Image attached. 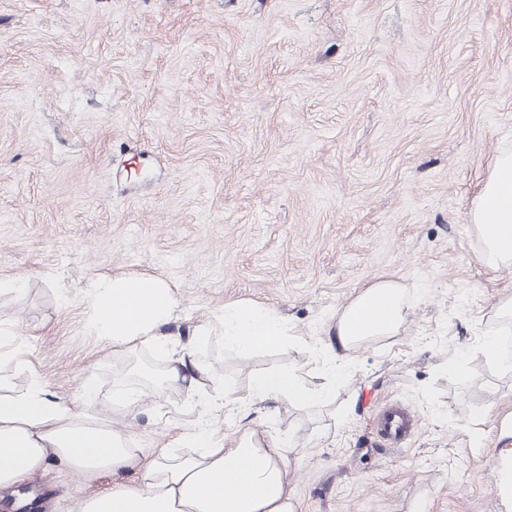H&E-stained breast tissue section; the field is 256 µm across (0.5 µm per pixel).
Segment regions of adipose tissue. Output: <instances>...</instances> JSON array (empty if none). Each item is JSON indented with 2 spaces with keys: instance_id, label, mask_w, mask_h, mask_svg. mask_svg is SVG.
I'll list each match as a JSON object with an SVG mask.
<instances>
[{
  "instance_id": "ef3b65f1",
  "label": "adipose tissue",
  "mask_w": 512,
  "mask_h": 512,
  "mask_svg": "<svg viewBox=\"0 0 512 512\" xmlns=\"http://www.w3.org/2000/svg\"><path fill=\"white\" fill-rule=\"evenodd\" d=\"M482 241L484 261L512 266V151L497 153L472 211ZM93 300L97 335L116 352L138 351L151 344L166 360L158 379L164 389L197 391L208 371L195 364L191 349L176 346L168 327L179 300L162 279L112 276L100 279ZM408 303L398 283L381 279L367 285L336 312L333 369H341L365 340L391 336L406 320ZM285 325L272 312L251 305L224 309V344L237 350L280 342ZM299 375L270 372L256 377L247 396L251 404L288 400L302 406L320 401ZM181 452L163 451L145 459L135 454L127 436L109 414L79 409L69 398L41 385L13 387L0 377V487L7 488L52 456L89 478L102 472L139 469L144 483L124 486L87 499L82 512H294L288 485V449L268 432L245 426L231 445L204 429L185 434Z\"/></svg>"
}]
</instances>
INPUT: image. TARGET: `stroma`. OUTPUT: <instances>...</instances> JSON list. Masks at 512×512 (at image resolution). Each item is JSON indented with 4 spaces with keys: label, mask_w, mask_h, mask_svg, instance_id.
<instances>
[{
    "label": "stroma",
    "mask_w": 512,
    "mask_h": 512,
    "mask_svg": "<svg viewBox=\"0 0 512 512\" xmlns=\"http://www.w3.org/2000/svg\"><path fill=\"white\" fill-rule=\"evenodd\" d=\"M506 148L512 0H0V376L110 411L145 458L200 426L229 441L244 412L180 389L110 407L116 364L145 363L95 334V280H164L208 390L243 394L282 370L321 388L337 309L389 279L401 330L320 405L266 408L296 512H512V267L470 218ZM236 304L287 338L195 336ZM392 406L418 420L397 446L375 425ZM38 475L47 512L143 481Z\"/></svg>",
    "instance_id": "stroma-1"
}]
</instances>
